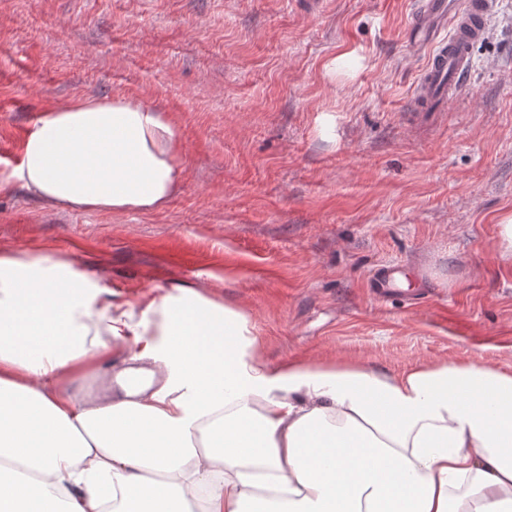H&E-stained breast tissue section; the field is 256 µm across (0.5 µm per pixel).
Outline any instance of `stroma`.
I'll list each match as a JSON object with an SVG mask.
<instances>
[{"instance_id": "35a3bbf8", "label": "stroma", "mask_w": 512, "mask_h": 512, "mask_svg": "<svg viewBox=\"0 0 512 512\" xmlns=\"http://www.w3.org/2000/svg\"><path fill=\"white\" fill-rule=\"evenodd\" d=\"M422 0H0V172L48 106L123 95L179 130L177 192L122 214L0 190V252L64 258L116 302L202 289L240 308L267 365L512 369V0L472 80L409 105ZM407 280L389 301L386 268Z\"/></svg>"}]
</instances>
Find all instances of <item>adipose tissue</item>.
I'll use <instances>...</instances> for the list:
<instances>
[{
	"label": "adipose tissue",
	"instance_id": "ef3b65f1",
	"mask_svg": "<svg viewBox=\"0 0 512 512\" xmlns=\"http://www.w3.org/2000/svg\"><path fill=\"white\" fill-rule=\"evenodd\" d=\"M179 153L165 112L78 97L38 115L0 188L150 212ZM108 293L0 255V512H188L202 490L203 512H512L511 370L272 367L248 315L197 289Z\"/></svg>",
	"mask_w": 512,
	"mask_h": 512
}]
</instances>
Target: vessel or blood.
I'll return each mask as SVG.
<instances>
[{"mask_svg":"<svg viewBox=\"0 0 512 512\" xmlns=\"http://www.w3.org/2000/svg\"><path fill=\"white\" fill-rule=\"evenodd\" d=\"M492 10L493 0H422L409 37L411 51L429 54L415 111H435L438 103L458 96L472 48L485 38Z\"/></svg>","mask_w":512,"mask_h":512,"instance_id":"vessel-or-blood-1","label":"vessel or blood"}]
</instances>
